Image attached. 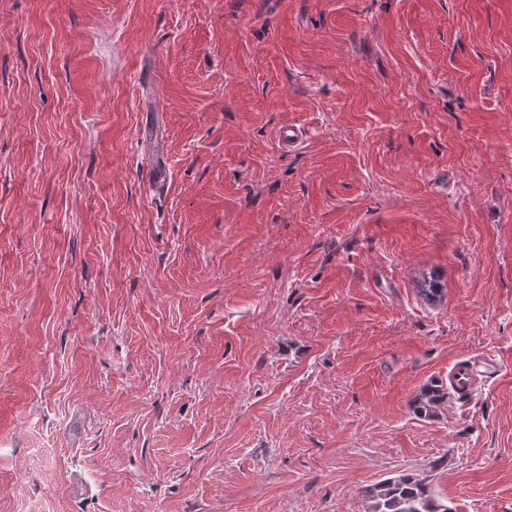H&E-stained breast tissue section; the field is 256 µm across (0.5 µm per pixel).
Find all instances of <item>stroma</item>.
Returning a JSON list of instances; mask_svg holds the SVG:
<instances>
[{"label":"stroma","mask_w":512,"mask_h":512,"mask_svg":"<svg viewBox=\"0 0 512 512\" xmlns=\"http://www.w3.org/2000/svg\"><path fill=\"white\" fill-rule=\"evenodd\" d=\"M406 473L512 512V0H0V512ZM500 366L490 357L472 358L456 363L448 373V383L464 395L471 394L485 382L499 374ZM448 392L445 391L443 386L437 384H430L415 400V410L421 414H432L443 403L447 397Z\"/></svg>","instance_id":"stroma-1"}]
</instances>
